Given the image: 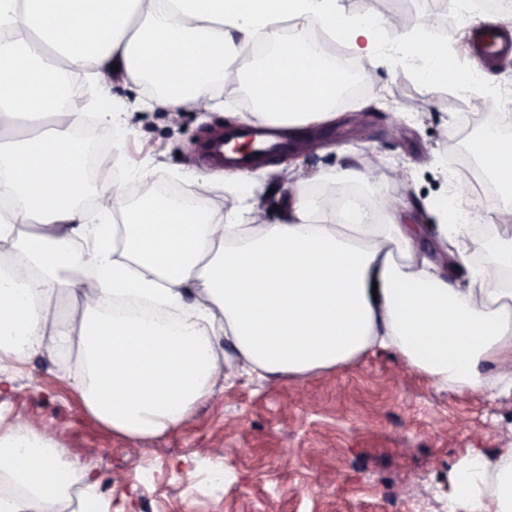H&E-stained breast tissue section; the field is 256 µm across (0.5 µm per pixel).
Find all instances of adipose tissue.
<instances>
[{"label": "adipose tissue", "mask_w": 512, "mask_h": 512, "mask_svg": "<svg viewBox=\"0 0 512 512\" xmlns=\"http://www.w3.org/2000/svg\"><path fill=\"white\" fill-rule=\"evenodd\" d=\"M423 15L408 55L418 79L441 81L448 44L428 41ZM404 27L399 14L350 17L342 0H0V188L22 203L0 214V375L31 356L77 352L72 385L87 414L129 439L174 432L209 395L223 362L259 377L305 378L394 352L411 370L457 393L512 376V289L492 287L473 265L497 253L512 268V194L469 196L459 223L430 230L378 223L362 205L322 210L295 175L274 224L244 220L240 195L227 213L203 214L162 200L142 178L141 201L126 203L123 181L95 195L100 224L80 205L87 146L71 134L82 103L64 92L81 76L99 96L97 116L119 122L129 102L113 85L153 82L148 108L220 111L224 69L255 40L266 47L247 78L264 123L305 139L337 118L336 90L350 72L313 53L327 37L362 57L383 58L380 31ZM45 121L36 138L7 140L21 119ZM511 112L495 113L479 152L491 173L512 177ZM123 209L125 221L104 219ZM488 224L471 234L467 221ZM66 299L64 317L51 305ZM233 355H226L222 342ZM63 449L18 426L0 431V512H59L70 482L92 466L64 461ZM467 512H512V454L470 453L450 480ZM87 485L80 512H106Z\"/></svg>", "instance_id": "adipose-tissue-1"}]
</instances>
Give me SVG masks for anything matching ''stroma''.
<instances>
[{"mask_svg":"<svg viewBox=\"0 0 512 512\" xmlns=\"http://www.w3.org/2000/svg\"><path fill=\"white\" fill-rule=\"evenodd\" d=\"M256 59L226 67L223 112L135 110L119 138L111 124L88 121L101 144L99 187L122 178L133 189L142 175L186 186L203 167L205 134L227 127V113L249 110L246 76ZM358 63L375 75L368 122L353 124V105L343 106L337 122L317 127L320 148L296 147L285 165L302 169L326 198L338 187L319 181L320 171L347 162L386 168L377 211L404 198L415 205L410 223H439L432 201L454 209L470 193L458 146L475 145L471 122L486 125L492 113L475 111L455 87L428 90L395 61ZM285 180L270 170L257 186L240 187L251 223L281 219ZM71 366L36 357L1 382L0 428L48 431L67 459L94 460L109 512H465L448 497L458 463L473 448L492 458L512 448V382L486 393L442 390L389 351L301 379L217 380L176 433L136 440L83 410Z\"/></svg>","mask_w":512,"mask_h":512,"instance_id":"1","label":"stroma"}]
</instances>
